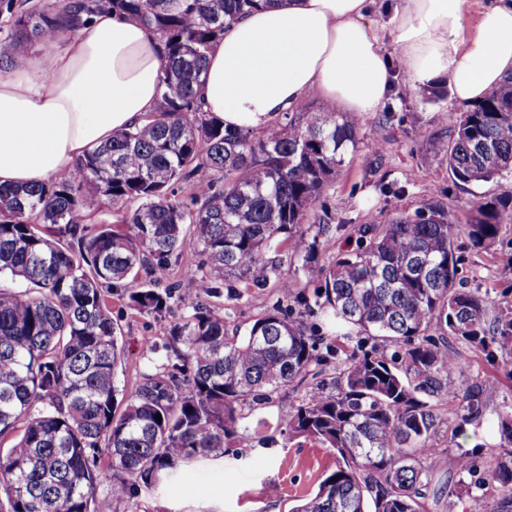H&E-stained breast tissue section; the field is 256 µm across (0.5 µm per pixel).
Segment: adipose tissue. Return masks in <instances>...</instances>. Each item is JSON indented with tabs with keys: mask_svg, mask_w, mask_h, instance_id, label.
Wrapping results in <instances>:
<instances>
[{
	"mask_svg": "<svg viewBox=\"0 0 512 512\" xmlns=\"http://www.w3.org/2000/svg\"><path fill=\"white\" fill-rule=\"evenodd\" d=\"M368 12L369 0H271L235 21L207 54L203 111L262 129L316 93L362 117L385 106L397 68L417 84L447 81L454 101L471 106L512 76V0L474 24L466 0H398L388 51ZM56 40L0 77L2 186L68 174L157 106L164 44L138 18L105 10Z\"/></svg>",
	"mask_w": 512,
	"mask_h": 512,
	"instance_id": "adipose-tissue-1",
	"label": "adipose tissue"
}]
</instances>
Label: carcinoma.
<instances>
[{
  "label": "carcinoma",
  "mask_w": 512,
  "mask_h": 512,
  "mask_svg": "<svg viewBox=\"0 0 512 512\" xmlns=\"http://www.w3.org/2000/svg\"><path fill=\"white\" fill-rule=\"evenodd\" d=\"M271 0H44L6 5L7 38L48 46L101 10L133 15L165 45L156 111L145 123L78 159L61 179L0 186V275L26 282L0 289V512H138L191 459L224 452L241 407L273 395L317 365L303 318L274 306L242 335H228L212 300L233 279L260 287L277 275L270 251L286 248L320 282L316 298L344 368L312 389L282 424L336 450V470L296 512H420L424 460L440 417L426 399L459 364L465 342L512 355V309L459 287L456 240L489 249L512 224V205L478 201L463 226L427 200L330 265L317 263L318 235L305 223L332 186L361 120L303 105L254 132L201 110L206 53L240 16ZM459 185L505 182L512 199V80L462 113L450 139H434ZM190 193L191 204L177 198ZM131 206L121 224L92 221L88 199ZM187 271L204 300L166 284L189 249ZM146 315L188 309L162 344L169 365L145 374L117 411L122 349L112 297ZM433 330L438 338L428 335ZM394 343L398 359L357 345ZM463 423L480 413L481 389L464 392ZM162 421H157L156 415ZM503 452L490 471L512 512V414L501 417ZM107 487L103 495L100 486Z\"/></svg>",
  "instance_id": "cac0c4a2"
}]
</instances>
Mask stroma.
I'll return each mask as SVG.
<instances>
[{
	"label": "stroma",
	"mask_w": 512,
	"mask_h": 512,
	"mask_svg": "<svg viewBox=\"0 0 512 512\" xmlns=\"http://www.w3.org/2000/svg\"><path fill=\"white\" fill-rule=\"evenodd\" d=\"M461 111L447 84L413 86L405 74L396 75L390 101L363 119L357 149L346 153L334 184L309 217L310 224L320 228L319 264H331L339 253L356 247L364 225L389 223L423 201L444 203L451 216L463 223L474 202L499 194L493 182L456 185L445 161L430 147L431 138L449 137L453 117ZM457 253L463 287L494 299L512 295V224L502 227L488 250L474 249L466 236H459ZM302 264L300 257L281 254L277 276L266 287L225 289L221 314L229 325L245 328L278 304L293 313L303 312L309 325L321 326V313L313 304L317 285L308 280ZM112 318L124 349L117 382L130 391L144 373L166 365L164 353L146 352L142 340L147 336L164 340L173 316L142 315L116 299ZM459 350L450 390L432 398L441 422L426 459L431 473L421 501L423 512H487L494 499L490 487L479 489L475 483L495 465L499 417L512 413V356L468 343ZM342 368L341 358L326 357L320 377L296 378L272 403L244 406L238 437L226 445L223 456L186 465L159 491L143 493V507L148 512H294L335 470L336 455L308 439H286L277 426L318 378H335ZM478 385L483 388L482 414L465 424L458 438L462 450L472 454L474 468L453 474L448 470V436L457 423L458 397Z\"/></svg>",
	"instance_id": "35a3bbf8"
}]
</instances>
